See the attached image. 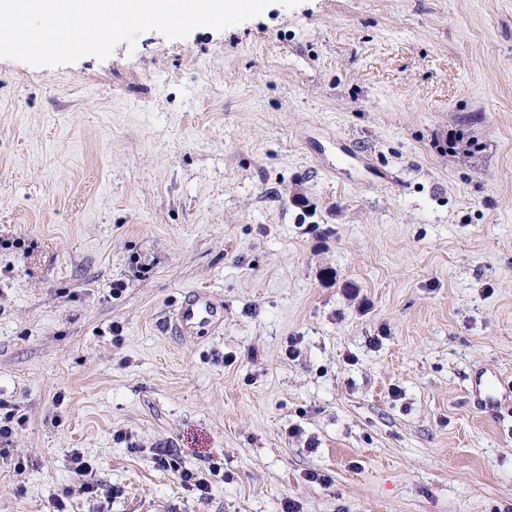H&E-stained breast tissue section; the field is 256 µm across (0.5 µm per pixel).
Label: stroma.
I'll use <instances>...</instances> for the list:
<instances>
[{"label": "stroma", "instance_id": "1", "mask_svg": "<svg viewBox=\"0 0 512 512\" xmlns=\"http://www.w3.org/2000/svg\"><path fill=\"white\" fill-rule=\"evenodd\" d=\"M199 291L223 320L177 335ZM494 374L512 0H274L0 58V512H512V399L468 395ZM212 467L205 498L178 478ZM72 461L75 465L74 469L76 474L82 477V479L76 486V489L71 488V491L81 495H86L87 497H92L97 490L93 479L94 467L92 463L84 459V456L79 453H74Z\"/></svg>", "mask_w": 512, "mask_h": 512}]
</instances>
